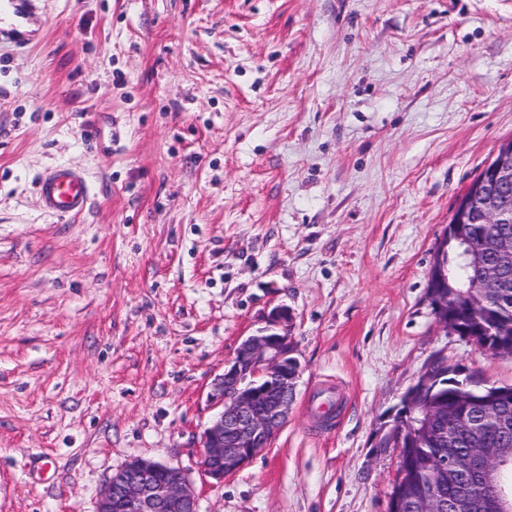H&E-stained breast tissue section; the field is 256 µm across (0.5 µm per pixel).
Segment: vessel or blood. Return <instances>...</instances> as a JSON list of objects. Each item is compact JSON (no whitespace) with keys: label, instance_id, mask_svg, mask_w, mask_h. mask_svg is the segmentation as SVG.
I'll use <instances>...</instances> for the list:
<instances>
[{"label":"vessel or blood","instance_id":"obj_1","mask_svg":"<svg viewBox=\"0 0 512 512\" xmlns=\"http://www.w3.org/2000/svg\"><path fill=\"white\" fill-rule=\"evenodd\" d=\"M38 196L43 210L56 216L83 214L91 199V186L84 173L72 166H57L38 182Z\"/></svg>","mask_w":512,"mask_h":512}]
</instances>
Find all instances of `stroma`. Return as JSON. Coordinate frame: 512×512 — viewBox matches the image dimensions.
<instances>
[{
    "label": "stroma",
    "mask_w": 512,
    "mask_h": 512,
    "mask_svg": "<svg viewBox=\"0 0 512 512\" xmlns=\"http://www.w3.org/2000/svg\"><path fill=\"white\" fill-rule=\"evenodd\" d=\"M0 23V512H96L128 460L199 512H388L374 445L435 357L512 384L441 327L428 276L512 138V0H23ZM92 185L77 217L37 184ZM288 307L287 423L224 483L212 379ZM345 394L335 421L306 411ZM42 209L56 216L83 214L91 199V186L84 173L72 166H56L38 182Z\"/></svg>",
    "instance_id": "obj_1"
}]
</instances>
